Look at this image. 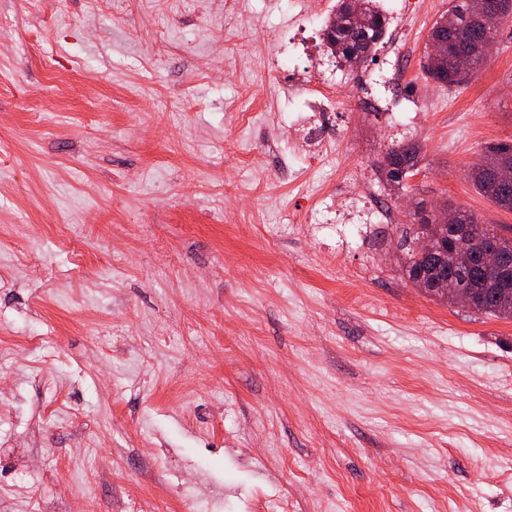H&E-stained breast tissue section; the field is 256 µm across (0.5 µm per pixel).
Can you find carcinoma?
<instances>
[{
	"label": "carcinoma",
	"instance_id": "1",
	"mask_svg": "<svg viewBox=\"0 0 512 512\" xmlns=\"http://www.w3.org/2000/svg\"><path fill=\"white\" fill-rule=\"evenodd\" d=\"M355 2L360 6L361 21L358 24H353L349 17L348 0H337L335 12L323 27L322 44L334 58L347 63L360 57L368 58L384 39L389 26V19L379 10L376 0ZM460 33L466 37L467 47L474 59L473 67L460 72L448 61L435 60L427 54L421 68L431 80L450 87L459 86L485 63L481 57V47L487 32L476 20L475 0H451L448 12L436 21L431 35L448 40V50L452 51ZM419 155L420 148L414 143L395 145V151L387 153L385 159L386 166L390 167L387 181L399 185L416 172ZM470 180L475 189L497 207L512 212V181L498 180L482 160L472 166ZM417 233L433 237L435 247L433 252L426 255L408 250L406 272L409 280H423L427 285L425 292L433 298L441 297L437 285L443 279L448 280L450 285L462 284L472 290L471 308L494 317L512 318V284L506 286L495 281L478 264L459 269L450 257V252L459 248L478 254L493 239L507 244L509 238L506 234L481 223L467 211L462 212L457 224H435L430 218L424 217L419 222Z\"/></svg>",
	"mask_w": 512,
	"mask_h": 512
}]
</instances>
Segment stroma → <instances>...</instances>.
Segmentation results:
<instances>
[{
    "label": "stroma",
    "mask_w": 512,
    "mask_h": 512,
    "mask_svg": "<svg viewBox=\"0 0 512 512\" xmlns=\"http://www.w3.org/2000/svg\"><path fill=\"white\" fill-rule=\"evenodd\" d=\"M335 7L0 0V512H512V319L415 288L401 246L442 205L512 225L469 178L512 143V16L448 87L422 0L345 67L318 163L288 88L335 68ZM321 192L332 227L297 223ZM396 151H390L386 155L385 165L396 166L387 173V181L396 183L398 186L411 174L416 172L419 164L420 148L415 143L397 144L394 146Z\"/></svg>",
    "instance_id": "stroma-1"
}]
</instances>
